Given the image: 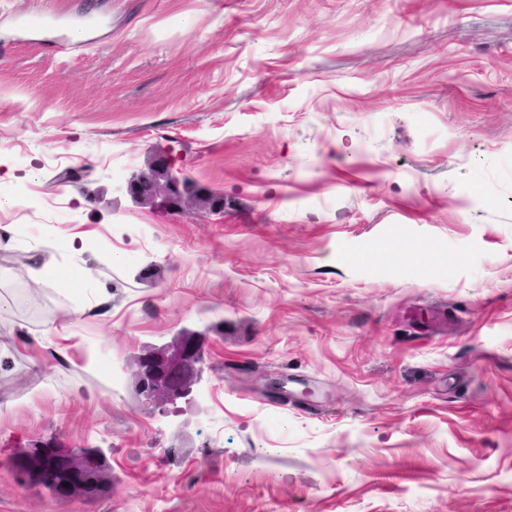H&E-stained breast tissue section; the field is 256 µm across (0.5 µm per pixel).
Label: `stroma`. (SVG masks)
Masks as SVG:
<instances>
[{
	"instance_id": "obj_1",
	"label": "stroma",
	"mask_w": 512,
	"mask_h": 512,
	"mask_svg": "<svg viewBox=\"0 0 512 512\" xmlns=\"http://www.w3.org/2000/svg\"><path fill=\"white\" fill-rule=\"evenodd\" d=\"M164 154L223 214L135 206ZM1 197L0 512H512V0H0ZM194 336L182 332L171 345L139 358L135 377L139 392L147 400L163 405L189 394L198 373L199 351ZM17 467L64 498L88 494L107 478L106 463L97 451L75 450L60 444L22 449L16 457ZM68 482V486H63Z\"/></svg>"
}]
</instances>
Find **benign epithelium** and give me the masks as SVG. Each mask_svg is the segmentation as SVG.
Instances as JSON below:
<instances>
[{
  "mask_svg": "<svg viewBox=\"0 0 512 512\" xmlns=\"http://www.w3.org/2000/svg\"><path fill=\"white\" fill-rule=\"evenodd\" d=\"M132 200L142 208H164L201 217L224 212V199L193 188L190 178L172 172V163L165 157L155 160L149 172L134 173L126 184ZM199 351L194 334L181 333L169 346L139 358L135 373L139 392L163 405L186 397L197 376ZM17 467L64 498L82 496L105 481L106 463L97 451L75 450L60 444L19 451Z\"/></svg>",
  "mask_w": 512,
  "mask_h": 512,
  "instance_id": "1",
  "label": "benign epithelium"
}]
</instances>
